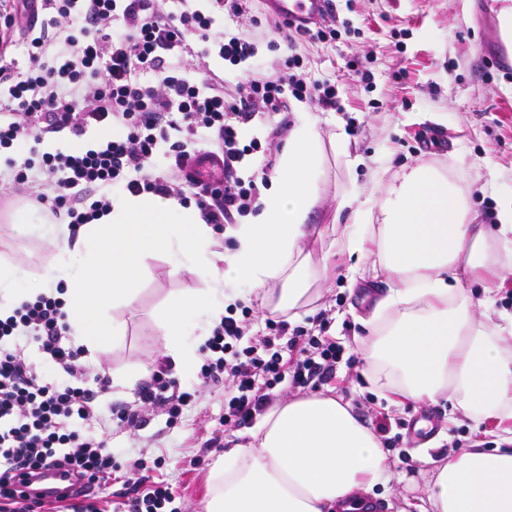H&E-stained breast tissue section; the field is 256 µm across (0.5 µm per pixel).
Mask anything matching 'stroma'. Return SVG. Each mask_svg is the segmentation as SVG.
Segmentation results:
<instances>
[{
  "instance_id": "stroma-1",
  "label": "stroma",
  "mask_w": 512,
  "mask_h": 512,
  "mask_svg": "<svg viewBox=\"0 0 512 512\" xmlns=\"http://www.w3.org/2000/svg\"><path fill=\"white\" fill-rule=\"evenodd\" d=\"M335 4L340 19L349 21V29L333 41L302 42L296 52L309 81L335 85L339 107L324 110L314 102L294 100L290 109L307 113L322 136L344 134L350 153L360 155L364 162L351 167L343 156L329 158L331 194L317 206L311 224L318 229L332 223L334 191L354 186L365 197L379 173L421 162L447 166L455 181L469 189L484 222L495 223L500 206L512 200V66H485L486 59L496 58L499 45L512 49V42H503L499 33L501 0H335ZM355 55L369 59L372 87L356 81L346 68V61ZM401 69L407 70L406 78L398 77ZM102 139L98 126L79 138L63 130L45 135L40 144L30 139L14 142L9 155L37 162L46 147L68 153ZM28 203L22 191L0 184V261L40 273L56 267L63 255L58 240L51 236L14 235L13 216ZM348 264V259H337L338 270L326 282L321 298L299 309L293 320L294 325L310 329L318 314H326L328 336L336 338L346 354L355 356L353 365L342 363L337 368V380L330 385L337 399L350 403L371 428L381 413L406 425H418L423 441H438L437 451L442 455L452 445L467 448L477 440L495 447L499 431L494 424L478 426L463 416L449 422L452 407L446 400L407 399L396 404L371 388L368 371L357 359L358 341L367 335L360 319L370 314L390 283L370 273L349 284L341 272ZM203 285L198 275L173 272L165 256L144 259L136 304L110 311L111 317L124 322L125 336L82 356L90 375H105L110 382L109 392L97 399L100 410L117 412L134 403V389L120 381L125 369L145 365L141 380L151 381L168 343L166 309L174 298ZM189 342L193 365L176 363L168 373L181 389L194 393L176 424L167 425L165 415L157 412L148 415L133 434L106 418L91 424L95 434L107 436L121 451L109 487L113 501H121L135 481L134 460L150 464L161 457L165 464L157 476L176 489L182 512H200L208 471L220 448L249 438L248 428L228 431L222 425L223 384L193 389L198 367L204 362V343L194 336ZM417 449L418 444L406 436L390 450V459L406 478L394 489L375 487L385 512H400L403 501L421 496L430 470L416 461Z\"/></svg>"
}]
</instances>
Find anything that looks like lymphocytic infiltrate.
<instances>
[{
    "label": "lymphocytic infiltrate",
    "mask_w": 512,
    "mask_h": 512,
    "mask_svg": "<svg viewBox=\"0 0 512 512\" xmlns=\"http://www.w3.org/2000/svg\"><path fill=\"white\" fill-rule=\"evenodd\" d=\"M42 11L40 27L23 25L25 15ZM0 21L19 28L26 40L25 61L0 55V149L21 138L41 141L43 133L69 129L77 137L89 126L115 122L126 138L72 154L43 153L40 164L10 165L7 178L30 192L52 214H65L70 229L99 220L112 207L108 194L121 185L131 194L194 200L203 221L221 230L257 212V176L239 174L248 156L262 149L259 137L244 139L242 126L254 113L287 112L289 100L310 99L324 109L338 108L336 87L308 82L299 55L285 58L276 73H263L254 59V31L216 39L214 17L192 9L187 0H5ZM216 41L228 67L226 78L199 80L189 74L190 38ZM151 73L145 84L140 74ZM232 91H225V82ZM174 154L171 173L153 170L160 144ZM217 145L224 159L222 177L202 179L194 164ZM287 321H268V336H249L247 319L222 317L205 347L208 355L197 379L227 384L224 427L233 430L263 414L276 400L278 385L294 388L328 384L336 378L343 346ZM37 344L61 370L62 380L47 382L26 361L21 340ZM81 348L68 336L62 301L42 294L0 318V512H39L44 500L18 497L17 471L54 468L99 487L112 477L116 454L107 440L86 434L84 422L98 418L93 401L106 393L82 386ZM134 406L118 417L135 430L142 411H164L175 424L191 394L155 373L136 392Z\"/></svg>",
    "instance_id": "obj_1"
}]
</instances>
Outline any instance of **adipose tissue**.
<instances>
[{
    "label": "adipose tissue",
    "mask_w": 512,
    "mask_h": 512,
    "mask_svg": "<svg viewBox=\"0 0 512 512\" xmlns=\"http://www.w3.org/2000/svg\"><path fill=\"white\" fill-rule=\"evenodd\" d=\"M331 152L346 154L344 134L322 140L298 113L270 176L273 191L252 223L229 226L232 246L222 253L213 251V229L199 211L172 198L113 193L111 211L80 227L77 265L29 278L0 265V310L61 284L71 334L93 351L122 335L105 307L136 302L146 256H173L177 272L186 259L191 272L209 277L207 288L177 297L165 314L167 354L187 365L190 329L218 323L241 285L262 291L265 308L286 315L320 298L331 259L363 254L370 244L374 269L393 281L364 321L370 338L360 352L372 385L390 400L445 397L477 421L512 423V321L489 328L465 291L466 280L490 283L499 268H512V206L501 208L497 224L479 223L447 169L419 163L394 172L373 205L353 208V187L338 194L349 221L325 225L313 251L307 221L327 193ZM23 277L28 288L16 289ZM418 458L431 465L433 481L416 512H512V426L496 448L438 458L423 448ZM394 476L350 404L314 393L271 407L249 443L225 449L210 468L202 512H359L364 496Z\"/></svg>",
    "instance_id": "adipose-tissue-1"
}]
</instances>
